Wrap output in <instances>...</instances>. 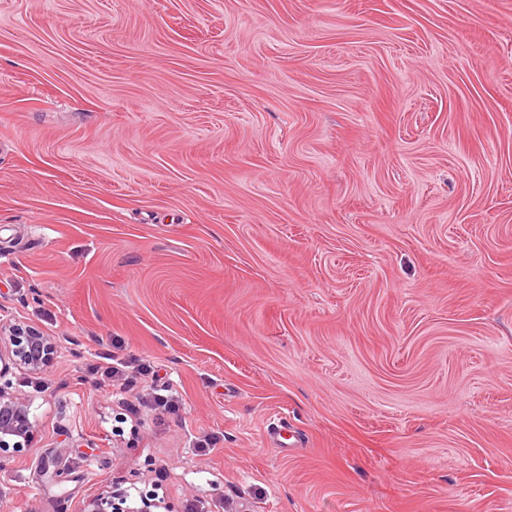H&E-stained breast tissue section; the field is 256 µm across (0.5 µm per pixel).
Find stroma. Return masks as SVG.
<instances>
[{"label":"stroma","mask_w":512,"mask_h":512,"mask_svg":"<svg viewBox=\"0 0 512 512\" xmlns=\"http://www.w3.org/2000/svg\"><path fill=\"white\" fill-rule=\"evenodd\" d=\"M0 319V512H512V0H0ZM56 353L54 340L37 327L0 322V448L28 446L34 437L29 404L10 390L11 366L41 371ZM113 361L106 363H96L92 364L89 367V371L92 375H98L99 378H95L97 384L99 386H112L116 387L120 384V387H124V383H119L122 380H126L125 372L126 368H130L131 366L128 362H121L118 360L108 359ZM112 496L106 495H97L88 501L84 505V508L81 512H152L150 510L151 507H163L168 509L166 512H173V510L169 509V506L165 503L161 502H148L144 499L145 505L140 507L139 509H127L122 510L114 501Z\"/></svg>","instance_id":"1"}]
</instances>
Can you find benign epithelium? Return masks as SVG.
I'll use <instances>...</instances> for the list:
<instances>
[{
    "mask_svg": "<svg viewBox=\"0 0 512 512\" xmlns=\"http://www.w3.org/2000/svg\"><path fill=\"white\" fill-rule=\"evenodd\" d=\"M56 353L54 340L37 327L0 322V448H21L34 437L29 404L11 393L10 368L41 371L53 362ZM153 506L158 508L162 503L147 501L136 510L124 511L112 497L97 495L86 501L82 512H151Z\"/></svg>",
    "mask_w": 512,
    "mask_h": 512,
    "instance_id": "7a95c632",
    "label": "benign epithelium"
}]
</instances>
